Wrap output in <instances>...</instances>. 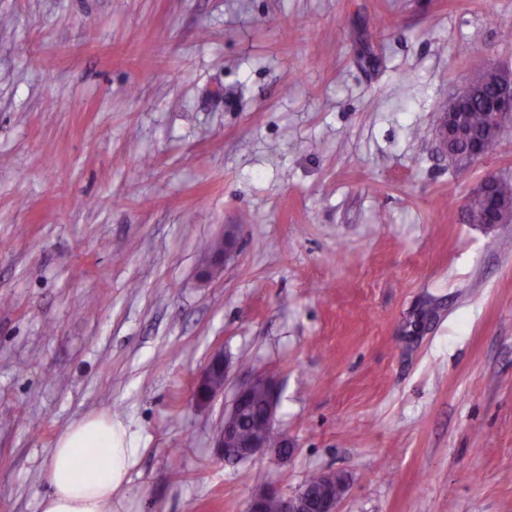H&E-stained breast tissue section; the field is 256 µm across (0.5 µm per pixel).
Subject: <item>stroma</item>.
<instances>
[{"label": "stroma", "instance_id": "stroma-1", "mask_svg": "<svg viewBox=\"0 0 512 512\" xmlns=\"http://www.w3.org/2000/svg\"><path fill=\"white\" fill-rule=\"evenodd\" d=\"M480 63L512 71V0H0V512L90 413L138 446L112 512L330 470L341 512H512V223L459 219L512 122L463 172L437 136ZM264 371L294 452L226 463ZM237 232L235 230H228L224 234V250L215 252L208 257V265L205 268L207 275L210 274L212 269L224 266V262L233 257L236 252ZM215 368H219L222 372V381L220 384H216L213 380ZM229 371L230 364L229 361L224 358V355L222 353L214 354L195 384L194 394L198 405H207L219 392L223 391Z\"/></svg>", "mask_w": 512, "mask_h": 512}]
</instances>
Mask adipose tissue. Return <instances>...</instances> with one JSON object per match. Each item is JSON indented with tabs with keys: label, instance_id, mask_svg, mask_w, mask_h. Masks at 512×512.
<instances>
[{
	"label": "adipose tissue",
	"instance_id": "adipose-tissue-1",
	"mask_svg": "<svg viewBox=\"0 0 512 512\" xmlns=\"http://www.w3.org/2000/svg\"><path fill=\"white\" fill-rule=\"evenodd\" d=\"M137 452L133 436L108 415L93 413L71 424L51 450V491L40 501L41 512H112Z\"/></svg>",
	"mask_w": 512,
	"mask_h": 512
}]
</instances>
